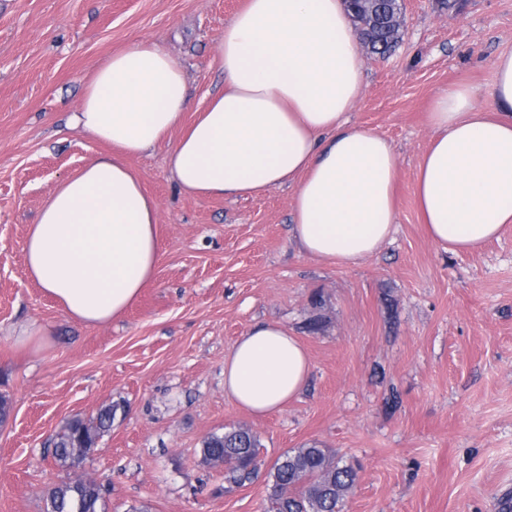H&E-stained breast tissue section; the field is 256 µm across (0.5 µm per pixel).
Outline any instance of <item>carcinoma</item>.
<instances>
[{"instance_id":"obj_1","label":"carcinoma","mask_w":512,"mask_h":512,"mask_svg":"<svg viewBox=\"0 0 512 512\" xmlns=\"http://www.w3.org/2000/svg\"><path fill=\"white\" fill-rule=\"evenodd\" d=\"M373 49L387 54L395 44L391 30L378 29ZM113 410L107 406L88 421L67 423L52 439L53 457L62 467L79 463L73 448L82 438L93 445L112 429ZM261 447L259 438L236 431L212 434L202 442L203 460H225L224 480L231 486L252 482L259 473L254 459ZM272 484L267 512H340L357 472L351 465H339L325 448H297L282 455L270 473ZM45 512H106L103 485L88 480H62L49 490Z\"/></svg>"}]
</instances>
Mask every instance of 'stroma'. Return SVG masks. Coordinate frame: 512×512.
<instances>
[{
  "mask_svg": "<svg viewBox=\"0 0 512 512\" xmlns=\"http://www.w3.org/2000/svg\"><path fill=\"white\" fill-rule=\"evenodd\" d=\"M245 0H0V512H43L63 479L108 484L107 512H264L270 472L315 445L358 468L344 512H503L512 502V229L451 253L419 222L426 114L449 84L491 99L512 53V0H401L400 39L363 54L352 124L399 155L396 232L372 257L335 266L299 251L293 190L191 196L167 146L130 160L157 202L164 259L119 318H67L28 277V228L64 177L106 150L71 125L95 65L149 38L184 69L192 110L222 90L217 41ZM259 322L305 346L307 386L257 416L224 394V358ZM38 336L19 344L22 328ZM112 406V430L79 467L52 438ZM257 434L262 465L226 489L203 440Z\"/></svg>",
  "mask_w": 512,
  "mask_h": 512,
  "instance_id": "35a3bbf8",
  "label": "stroma"
}]
</instances>
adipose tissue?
Masks as SVG:
<instances>
[{"label": "adipose tissue", "instance_id": "adipose-tissue-1", "mask_svg": "<svg viewBox=\"0 0 512 512\" xmlns=\"http://www.w3.org/2000/svg\"><path fill=\"white\" fill-rule=\"evenodd\" d=\"M218 53L224 88L192 119L183 70L157 42L135 41L93 69L73 122L108 151L50 192L24 247L28 275L68 317L97 325L121 316L159 266L157 203L128 160L163 144L185 192L236 199L291 187L293 236L320 260L357 264L393 235L399 156L347 119L364 80L344 0H247ZM494 74L489 104L458 83L427 114L419 221L455 253L512 227V53L495 59ZM309 372L300 340L260 323L225 357L224 393L269 414Z\"/></svg>", "mask_w": 512, "mask_h": 512}]
</instances>
